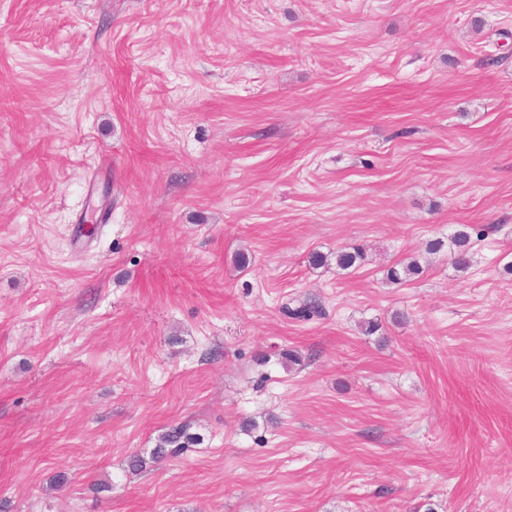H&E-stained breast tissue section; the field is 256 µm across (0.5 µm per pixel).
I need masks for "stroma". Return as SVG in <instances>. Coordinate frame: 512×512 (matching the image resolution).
<instances>
[{"label":"stroma","mask_w":512,"mask_h":512,"mask_svg":"<svg viewBox=\"0 0 512 512\" xmlns=\"http://www.w3.org/2000/svg\"><path fill=\"white\" fill-rule=\"evenodd\" d=\"M0 512H512V0H0ZM470 235L465 230L457 231L450 240V253L455 265L460 269H468L471 266L472 256L469 252L468 242ZM192 438L186 434L183 426L173 427L165 433L155 448L152 459L158 460L168 456L176 457L180 455L185 448H189Z\"/></svg>","instance_id":"obj_1"}]
</instances>
